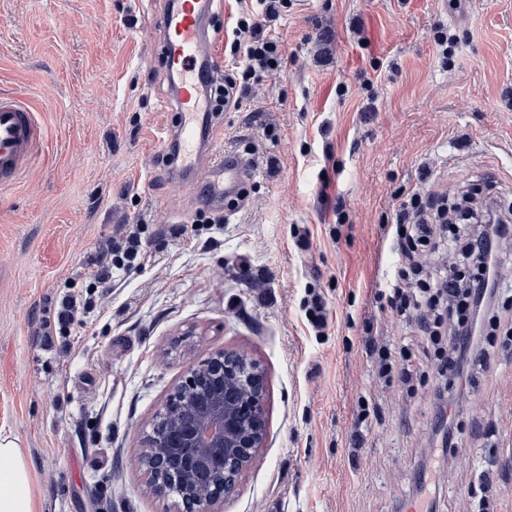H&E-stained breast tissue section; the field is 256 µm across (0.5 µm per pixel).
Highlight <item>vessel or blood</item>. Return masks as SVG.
<instances>
[{"mask_svg":"<svg viewBox=\"0 0 512 512\" xmlns=\"http://www.w3.org/2000/svg\"><path fill=\"white\" fill-rule=\"evenodd\" d=\"M222 0H173L156 33L157 55L175 79V91L160 116L165 139L177 140L181 167L196 174L213 207L242 203L257 171L237 152L224 147V127L212 119L210 78L218 61L219 40L211 21ZM41 144V129L26 97L0 93V185L20 179Z\"/></svg>","mask_w":512,"mask_h":512,"instance_id":"b4317fda","label":"vessel or blood"}]
</instances>
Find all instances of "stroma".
<instances>
[{
	"mask_svg": "<svg viewBox=\"0 0 512 512\" xmlns=\"http://www.w3.org/2000/svg\"><path fill=\"white\" fill-rule=\"evenodd\" d=\"M167 3L0 0V93L30 99L45 137L0 188V433L23 448L40 512H181L149 488L143 436L188 365L226 349L264 368L269 426L212 512H406L437 450L436 512H473L486 477L512 492V350L457 393L445 452L432 362L408 398L362 344L369 321L393 348L417 340L377 297L401 263L382 230L399 193L477 186L474 207L512 212V0H292L270 26L281 68L222 115L225 148L259 175L196 233L201 198L158 161L170 84L147 26ZM441 29L457 36L448 61ZM131 224L146 259L90 288ZM311 289L329 309L320 334ZM68 295L86 305L65 331ZM369 393L383 415L357 444ZM303 306L305 308L306 318L312 327L319 330L327 326L328 311L322 295L314 291H309L307 297L304 299Z\"/></svg>",
	"mask_w": 512,
	"mask_h": 512,
	"instance_id": "35a3bbf8",
	"label": "stroma"
}]
</instances>
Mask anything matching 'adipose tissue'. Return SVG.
<instances>
[{"instance_id":"adipose-tissue-1","label":"adipose tissue","mask_w":512,"mask_h":512,"mask_svg":"<svg viewBox=\"0 0 512 512\" xmlns=\"http://www.w3.org/2000/svg\"><path fill=\"white\" fill-rule=\"evenodd\" d=\"M0 512H39L30 465L15 440L0 436Z\"/></svg>"}]
</instances>
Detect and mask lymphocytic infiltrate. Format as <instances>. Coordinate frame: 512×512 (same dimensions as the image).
<instances>
[{"instance_id": "obj_1", "label": "lymphocytic infiltrate", "mask_w": 512, "mask_h": 512, "mask_svg": "<svg viewBox=\"0 0 512 512\" xmlns=\"http://www.w3.org/2000/svg\"><path fill=\"white\" fill-rule=\"evenodd\" d=\"M290 6L289 0H246L224 43L233 69L216 85L215 94L225 109L239 108L250 94L259 71L281 62L282 45L267 34ZM387 237L406 248L405 264L384 291L399 316L415 313L422 352L409 347L391 350L373 326H366L364 346L385 385H399L413 395L423 375V357L434 358L445 384L437 393L439 408L452 406L470 367L486 362L501 326L500 294L494 268L499 239L512 235V224H484L473 208L447 210L437 198L414 193L399 205L396 221L384 225ZM448 235L460 250L457 271L438 279L423 276L414 253Z\"/></svg>"}]
</instances>
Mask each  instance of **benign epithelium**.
<instances>
[{
  "instance_id": "1",
  "label": "benign epithelium",
  "mask_w": 512,
  "mask_h": 512,
  "mask_svg": "<svg viewBox=\"0 0 512 512\" xmlns=\"http://www.w3.org/2000/svg\"><path fill=\"white\" fill-rule=\"evenodd\" d=\"M230 351L212 356L186 371L181 387L202 388L196 417L155 443L154 461L168 448L186 450L182 468L192 480L224 474V497L234 495L240 474L253 465L267 433L265 385L247 396L224 391L236 373Z\"/></svg>"
}]
</instances>
